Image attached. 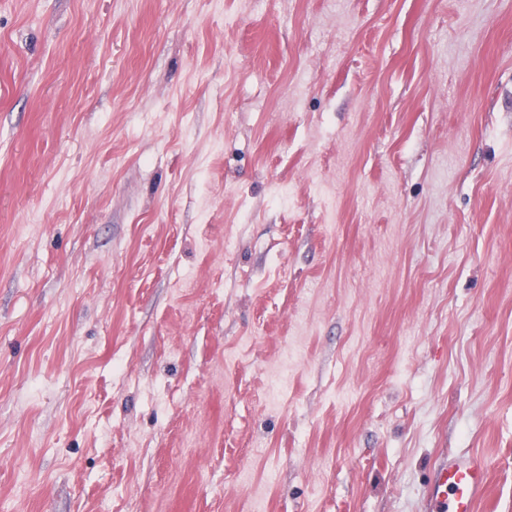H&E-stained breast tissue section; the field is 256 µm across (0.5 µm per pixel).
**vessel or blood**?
I'll list each match as a JSON object with an SVG mask.
<instances>
[{
    "mask_svg": "<svg viewBox=\"0 0 512 512\" xmlns=\"http://www.w3.org/2000/svg\"><path fill=\"white\" fill-rule=\"evenodd\" d=\"M488 464L478 455H461L444 463L429 488L432 507L444 512H476L487 489Z\"/></svg>",
    "mask_w": 512,
    "mask_h": 512,
    "instance_id": "vessel-or-blood-1",
    "label": "vessel or blood"
}]
</instances>
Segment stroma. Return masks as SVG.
I'll list each match as a JSON object with an SVG mask.
<instances>
[{
	"label": "stroma",
	"mask_w": 512,
	"mask_h": 512,
	"mask_svg": "<svg viewBox=\"0 0 512 512\" xmlns=\"http://www.w3.org/2000/svg\"><path fill=\"white\" fill-rule=\"evenodd\" d=\"M465 453L512 512V0H0V512Z\"/></svg>",
	"instance_id": "35a3bbf8"
}]
</instances>
